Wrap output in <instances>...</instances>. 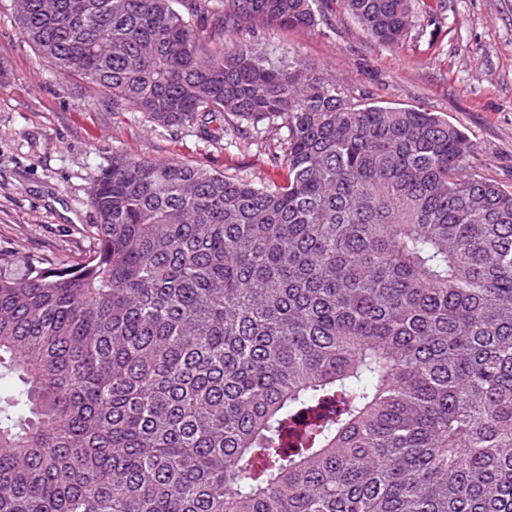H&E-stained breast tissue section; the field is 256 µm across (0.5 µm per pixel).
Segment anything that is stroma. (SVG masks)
Returning a JSON list of instances; mask_svg holds the SVG:
<instances>
[{
  "label": "stroma",
  "instance_id": "stroma-1",
  "mask_svg": "<svg viewBox=\"0 0 512 512\" xmlns=\"http://www.w3.org/2000/svg\"><path fill=\"white\" fill-rule=\"evenodd\" d=\"M400 48L372 42L338 0L313 28L255 24L243 37L276 62L315 63L348 99L420 106L471 137L479 173L512 188V0H424ZM438 19H431V11ZM0 253L79 257L95 217L90 184L115 152L178 160L257 185L282 182L273 141L203 139L190 130L81 101L22 39L14 0H0Z\"/></svg>",
  "mask_w": 512,
  "mask_h": 512
}]
</instances>
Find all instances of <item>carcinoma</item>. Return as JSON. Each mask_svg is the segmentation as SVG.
Instances as JSON below:
<instances>
[{
  "mask_svg": "<svg viewBox=\"0 0 512 512\" xmlns=\"http://www.w3.org/2000/svg\"><path fill=\"white\" fill-rule=\"evenodd\" d=\"M317 0H24L77 92L284 133L257 186L116 152L91 246L0 254V512H512V191L424 108L238 38ZM398 48L418 0H342Z\"/></svg>",
  "mask_w": 512,
  "mask_h": 512,
  "instance_id": "obj_1",
  "label": "carcinoma"
}]
</instances>
